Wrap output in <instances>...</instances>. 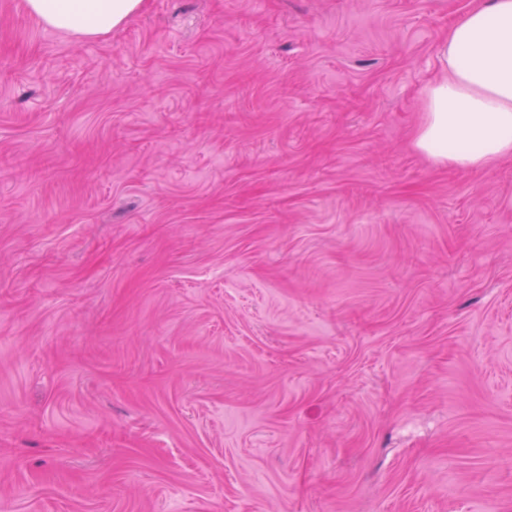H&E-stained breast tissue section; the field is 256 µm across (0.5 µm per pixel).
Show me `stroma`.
Instances as JSON below:
<instances>
[{
  "instance_id": "stroma-1",
  "label": "stroma",
  "mask_w": 512,
  "mask_h": 512,
  "mask_svg": "<svg viewBox=\"0 0 512 512\" xmlns=\"http://www.w3.org/2000/svg\"><path fill=\"white\" fill-rule=\"evenodd\" d=\"M472 0H0V512H512V157L413 147ZM144 0H26L28 12L45 25L85 39L112 33L136 15Z\"/></svg>"
}]
</instances>
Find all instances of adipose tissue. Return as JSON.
I'll list each match as a JSON object with an SVG mask.
<instances>
[{
	"instance_id": "obj_1",
	"label": "adipose tissue",
	"mask_w": 512,
	"mask_h": 512,
	"mask_svg": "<svg viewBox=\"0 0 512 512\" xmlns=\"http://www.w3.org/2000/svg\"><path fill=\"white\" fill-rule=\"evenodd\" d=\"M144 0H25L32 15L85 39L110 35ZM445 72L426 90L415 148L462 170L512 156V0H475L437 48Z\"/></svg>"
}]
</instances>
